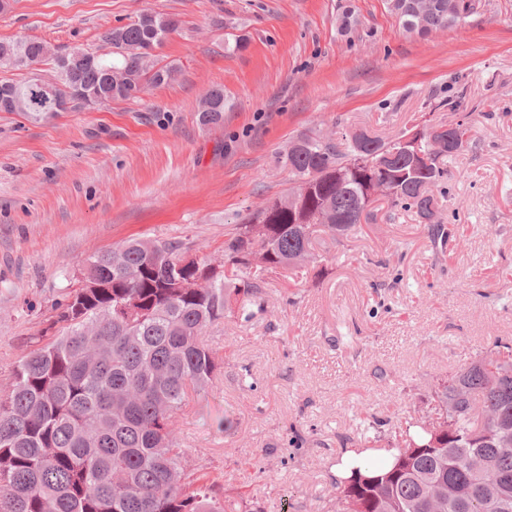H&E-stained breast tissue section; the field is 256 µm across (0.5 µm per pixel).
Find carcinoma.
Here are the masks:
<instances>
[{"instance_id": "obj_1", "label": "carcinoma", "mask_w": 512, "mask_h": 512, "mask_svg": "<svg viewBox=\"0 0 512 512\" xmlns=\"http://www.w3.org/2000/svg\"><path fill=\"white\" fill-rule=\"evenodd\" d=\"M460 2L385 0L410 36L459 25L471 16ZM178 25L144 12L107 30L113 51L91 64L27 37L0 41V55L23 56L109 102L129 100L174 78L176 67L148 49ZM3 95L12 111H31L29 79H1ZM225 106L224 87L208 89L200 125L223 123ZM470 132L459 123L439 154L423 138L416 169L400 135H301L284 154L294 186L225 233L220 268L205 258L179 264L187 248L177 239H132L87 260L81 274L94 287L57 303L55 333L34 338L0 398V512H234L207 477L186 481L173 430L218 368L204 333L228 312L265 309L271 281L318 262V236H353L374 220L376 183L393 190L387 206L413 212L434 241H455L433 187ZM433 401V417L399 434L389 468L355 470L336 486V512H512V344L449 374Z\"/></svg>"}]
</instances>
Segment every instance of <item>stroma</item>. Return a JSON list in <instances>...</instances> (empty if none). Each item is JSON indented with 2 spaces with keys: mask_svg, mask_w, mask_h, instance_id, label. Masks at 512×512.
Here are the masks:
<instances>
[{
  "mask_svg": "<svg viewBox=\"0 0 512 512\" xmlns=\"http://www.w3.org/2000/svg\"><path fill=\"white\" fill-rule=\"evenodd\" d=\"M484 2L409 37L385 0H13L0 41L101 51L144 12L181 27L157 51L176 80L139 99L0 112V396L86 258L132 237L221 258L225 231L291 187L280 158L300 134L469 115L476 146L433 190L456 242L435 247L404 210L316 241L328 263L208 330L219 368L176 419L187 475L237 512H335L347 440L427 417L436 378L512 339V0ZM215 85L224 122L204 127ZM224 88L212 86L199 101L197 114L200 125L217 126L224 122Z\"/></svg>",
  "mask_w": 512,
  "mask_h": 512,
  "instance_id": "obj_1",
  "label": "stroma"
}]
</instances>
